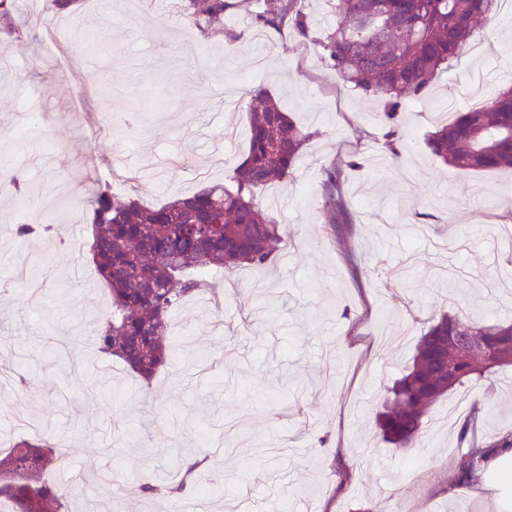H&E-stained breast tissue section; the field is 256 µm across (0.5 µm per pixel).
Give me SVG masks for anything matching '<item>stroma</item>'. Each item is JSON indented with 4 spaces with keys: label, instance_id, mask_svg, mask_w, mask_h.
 I'll return each mask as SVG.
<instances>
[{
    "label": "stroma",
    "instance_id": "1",
    "mask_svg": "<svg viewBox=\"0 0 512 512\" xmlns=\"http://www.w3.org/2000/svg\"><path fill=\"white\" fill-rule=\"evenodd\" d=\"M262 4L240 0L204 33L156 0H85L57 18V39L0 33V163L23 167L37 200L0 193V233L23 218L54 226L0 248V363L29 382L0 378V446L31 432L66 448L68 512H169L174 500H143L138 478L167 482L188 459L198 467L179 499L201 512H475L451 482L458 430L479 398L485 434L512 430V371L435 403L413 448L384 442L375 416L433 317L512 313V242L496 234L512 228V171H459L427 146L473 79L490 99L512 84V18L480 29L488 54L462 56L405 102L392 165L382 103L321 56L326 0H306L302 42L261 30ZM256 85L311 134L260 197L291 258L212 271L222 308L199 296L174 309L176 360L141 388L92 345L108 302L72 204L103 182L148 206L229 184ZM338 159L363 163L345 192L352 264L321 214V173Z\"/></svg>",
    "mask_w": 512,
    "mask_h": 512
}]
</instances>
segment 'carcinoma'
I'll return each instance as SVG.
<instances>
[{
	"mask_svg": "<svg viewBox=\"0 0 512 512\" xmlns=\"http://www.w3.org/2000/svg\"><path fill=\"white\" fill-rule=\"evenodd\" d=\"M228 7L226 0H188L184 10L204 32ZM494 16L496 0H340L334 33L320 43L323 57L347 82L385 102L380 117L389 126L385 137L391 162L400 157L395 144L402 137L398 116L403 101L424 97L438 74L463 54L476 23ZM255 20L275 31L286 24L297 39L310 36L304 0H264ZM0 33L15 39L27 35L13 0H0ZM242 107L248 146L232 169L234 188L209 186L150 207L134 198L117 200L111 184L105 183L85 208L92 227L90 259L111 305L94 331L97 351L121 361L146 388L175 356L170 316L180 301L202 290L214 268L270 265L288 238L287 228L274 223L259 197L271 183L290 176L309 134L262 87L250 90ZM427 144L457 170H512V88L500 91L486 106L456 113L430 134ZM357 167L354 160H337L322 171L323 221L343 250L348 244L343 225L350 222L346 170ZM14 231L24 241L37 240L50 233L51 225L21 221ZM470 334L482 337L492 356L512 349V322L449 313L432 319L378 414L383 440L415 446L436 401L465 384L487 381L506 367L501 363L483 373L461 356L452 381H447L440 369L441 346L450 336ZM481 413L475 404L463 422L461 441L467 450L455 460V486L479 480L486 449L512 447V432L478 437ZM49 469L54 479L42 480ZM71 482L65 449L46 440L21 439L0 450V499L13 503L18 512H62Z\"/></svg>",
	"mask_w": 512,
	"mask_h": 512,
	"instance_id": "carcinoma-1",
	"label": "carcinoma"
}]
</instances>
